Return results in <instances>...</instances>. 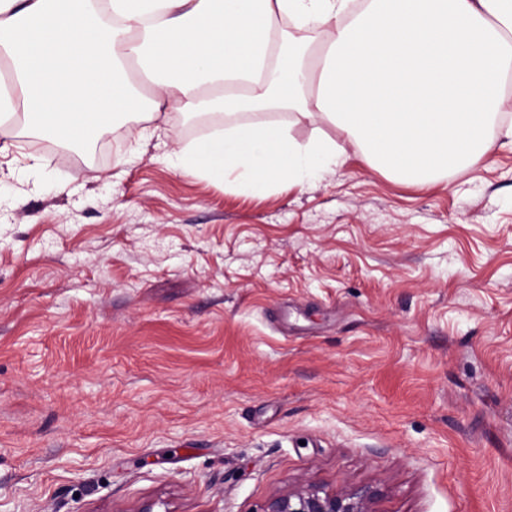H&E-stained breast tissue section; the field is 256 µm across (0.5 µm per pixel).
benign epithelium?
Returning <instances> with one entry per match:
<instances>
[{"mask_svg":"<svg viewBox=\"0 0 512 512\" xmlns=\"http://www.w3.org/2000/svg\"><path fill=\"white\" fill-rule=\"evenodd\" d=\"M376 500L369 486L336 491L308 484L272 497L263 512H376Z\"/></svg>","mask_w":512,"mask_h":512,"instance_id":"benign-epithelium-1","label":"benign epithelium"}]
</instances>
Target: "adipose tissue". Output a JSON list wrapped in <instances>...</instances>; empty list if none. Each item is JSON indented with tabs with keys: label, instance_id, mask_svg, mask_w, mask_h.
<instances>
[{
	"label": "adipose tissue",
	"instance_id": "obj_1",
	"mask_svg": "<svg viewBox=\"0 0 512 512\" xmlns=\"http://www.w3.org/2000/svg\"><path fill=\"white\" fill-rule=\"evenodd\" d=\"M331 23L308 65L283 37ZM153 78L143 96L130 68ZM512 76V0H0V140L70 147L135 109L219 113L224 125L174 153L239 191L302 184L345 145L298 141L261 117L336 125L362 161L427 186L479 163ZM255 117L241 121L245 112Z\"/></svg>",
	"mask_w": 512,
	"mask_h": 512
}]
</instances>
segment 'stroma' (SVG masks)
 <instances>
[{"mask_svg":"<svg viewBox=\"0 0 512 512\" xmlns=\"http://www.w3.org/2000/svg\"><path fill=\"white\" fill-rule=\"evenodd\" d=\"M216 116L0 153V512H512V90L471 169L244 194L173 165ZM39 157L32 171L26 155ZM376 500L369 486L336 491L307 484L272 497L263 512H377Z\"/></svg>","mask_w":512,"mask_h":512,"instance_id":"1","label":"stroma"}]
</instances>
